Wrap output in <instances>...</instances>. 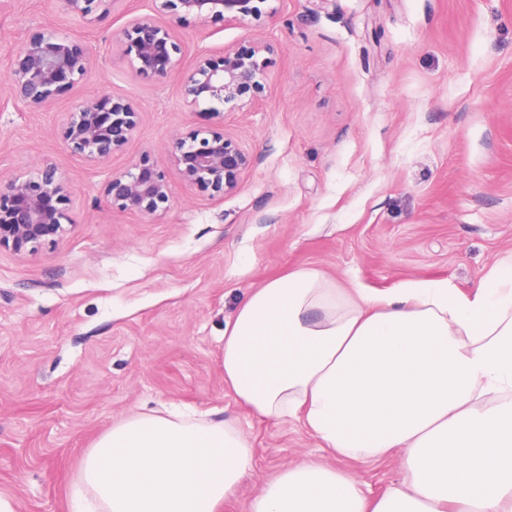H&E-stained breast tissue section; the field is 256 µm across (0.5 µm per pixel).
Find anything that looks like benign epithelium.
<instances>
[{
	"instance_id": "1",
	"label": "benign epithelium",
	"mask_w": 512,
	"mask_h": 512,
	"mask_svg": "<svg viewBox=\"0 0 512 512\" xmlns=\"http://www.w3.org/2000/svg\"><path fill=\"white\" fill-rule=\"evenodd\" d=\"M63 9L85 22L109 15L119 0H60ZM148 13L121 31L120 55L130 72L143 79L177 80L185 102L221 119L224 112L254 104L265 90L270 56L277 46L246 40L220 56L200 55L183 65L177 31L191 23L206 25L272 16L269 0H147ZM6 100L18 109L46 110L94 75V53L72 33L39 26L10 58ZM138 112L121 96L98 95L65 113L58 136L65 150L87 163L109 160L135 136ZM168 159L183 183L212 198L235 192L253 158L237 141L212 125L169 142ZM106 204L114 212L156 216L170 208L173 186L165 168L148 155L104 184ZM72 191L46 163L33 174L0 178V252L17 257L54 245L72 227Z\"/></svg>"
}]
</instances>
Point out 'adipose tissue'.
Here are the masks:
<instances>
[{
  "label": "adipose tissue",
  "instance_id": "obj_1",
  "mask_svg": "<svg viewBox=\"0 0 512 512\" xmlns=\"http://www.w3.org/2000/svg\"><path fill=\"white\" fill-rule=\"evenodd\" d=\"M221 365L258 419L296 418L333 454L400 462L376 497L345 470L291 462L246 512H512V256L470 295L445 279L373 292L290 271L227 322ZM253 464L234 423L130 416L86 452L71 512H219Z\"/></svg>",
  "mask_w": 512,
  "mask_h": 512
}]
</instances>
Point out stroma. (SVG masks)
Returning a JSON list of instances; mask_svg holds the SVG:
<instances>
[{
    "label": "stroma",
    "instance_id": "stroma-1",
    "mask_svg": "<svg viewBox=\"0 0 512 512\" xmlns=\"http://www.w3.org/2000/svg\"><path fill=\"white\" fill-rule=\"evenodd\" d=\"M274 19L190 24L184 61L248 38L279 47L261 99L224 115L254 158L214 199L169 166L172 137L210 124L176 82L135 77L113 40L144 0L94 23L60 0H0V89L30 28L72 31L94 79L48 110L0 107V174L54 164L75 227L19 258L0 253V492L17 512H68L89 448L124 417L169 404L236 423L255 464L221 512H245L263 480L308 460L379 495L397 457L332 456L299 421H261L224 386L221 338L256 288L311 266L342 286L387 291L410 279L473 293L512 252V0H273ZM109 93L139 110L134 139L101 165L69 155L65 112ZM166 165L160 216L115 213L110 173L143 153Z\"/></svg>",
    "mask_w": 512,
    "mask_h": 512
}]
</instances>
